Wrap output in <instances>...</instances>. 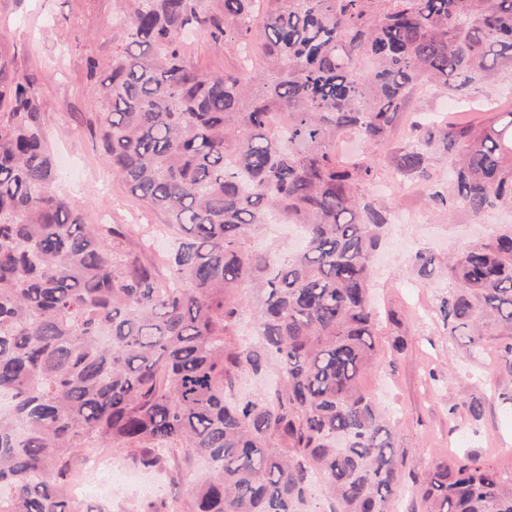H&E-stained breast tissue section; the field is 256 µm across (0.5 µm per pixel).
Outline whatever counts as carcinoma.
<instances>
[{"label": "carcinoma", "instance_id": "carcinoma-1", "mask_svg": "<svg viewBox=\"0 0 512 512\" xmlns=\"http://www.w3.org/2000/svg\"><path fill=\"white\" fill-rule=\"evenodd\" d=\"M112 69L89 62L101 150L115 178L166 216L168 277L124 224H96L53 191L55 161L27 76L0 45V512H74L79 450L123 448L144 469L206 460L189 512H390L405 453L361 379L379 360L374 255L393 204L375 199L379 151L416 89L469 101L512 82V0H119ZM191 32L263 61L187 65ZM288 114L282 125L281 114ZM478 124L425 118L386 157L430 183L453 220L512 210V112ZM360 150L344 157L336 144ZM448 178H433V166ZM294 224L293 251L266 241ZM448 336H506L512 378V225L443 261ZM250 342L231 344L244 304ZM276 365L264 397L232 399ZM420 512H512V476L477 456L414 477Z\"/></svg>", "mask_w": 512, "mask_h": 512}]
</instances>
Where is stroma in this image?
<instances>
[{"mask_svg": "<svg viewBox=\"0 0 512 512\" xmlns=\"http://www.w3.org/2000/svg\"><path fill=\"white\" fill-rule=\"evenodd\" d=\"M114 0H0V42L9 47L13 66L31 80V89L48 147L57 161L53 189L67 205L89 213L99 224H162L117 180L98 145L102 104L87 77L89 60L100 70L112 65L125 29L113 23ZM190 66L221 71L238 62L233 44H214L204 36L186 39ZM443 96L423 90L408 100L397 135L388 149L401 146L414 120L441 115ZM424 185L396 197L397 212L410 222L395 224L376 259L374 304L381 317L401 321L377 336V364L362 379L395 424L407 470L420 473L436 462L466 454L492 459L512 471V380L498 377L502 337H489L484 349L466 338H448L437 305L448 291L439 273L411 272L409 259L420 249L445 256L512 223V214L493 211L476 224L463 213L445 221L424 206ZM405 348L391 355L395 338ZM484 400L480 418L462 403ZM146 496L130 485L92 486L83 501L89 512H140Z\"/></svg>", "mask_w": 512, "mask_h": 512, "instance_id": "1", "label": "stroma"}]
</instances>
